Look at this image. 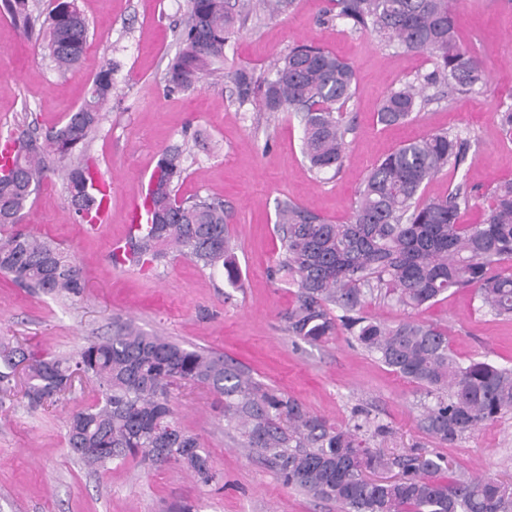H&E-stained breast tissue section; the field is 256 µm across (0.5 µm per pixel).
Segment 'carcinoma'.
Segmentation results:
<instances>
[{"mask_svg":"<svg viewBox=\"0 0 512 512\" xmlns=\"http://www.w3.org/2000/svg\"><path fill=\"white\" fill-rule=\"evenodd\" d=\"M20 33L38 34L55 69L79 67L88 24L75 0H54L44 19L30 0H0ZM336 17L407 51L425 53L436 69L423 84H406L382 101L379 120L397 124L421 111L432 97L425 89L448 85L451 94L471 92L483 67L474 50L457 40L454 0H335ZM253 10L251 0H188L180 45L169 59L172 90L195 88L224 67L225 48L237 24ZM116 66L100 70L87 100L44 138L29 135L22 148L0 162V274L37 293L65 298L83 294L75 259L52 240L17 229L35 200L41 179L61 171L68 195L84 200L80 221L95 203L97 164L87 146L111 100ZM273 76L225 72L240 102L257 101L262 112H296L301 153L317 174L338 171L346 155L340 109L351 98L355 73L345 60L299 44L274 64ZM468 142L448 131L401 145L370 169L345 224H332L288 200L277 203L281 252L275 273L297 288L285 314L288 332L315 343L343 328L392 372L423 390L430 401L417 416L420 429L452 444L479 425L512 412V367L488 361L461 362L448 335L408 318L394 326L361 315L374 290L411 310L438 301L451 289L471 288L481 307L512 317V274L497 271L512 262V181L490 194L485 218L464 224L471 196L457 186L442 199H425L423 187L446 167L459 169ZM181 151L165 152L152 174L142 206L145 224H131L115 264L152 269L170 250L205 269H224L235 287L239 272L224 204L208 198L181 200ZM88 379L97 398L68 422V446L91 466L138 457L146 465L177 464L197 481H218L198 438L175 417L179 381L224 397V421L240 432L244 447L269 462L283 484L335 502L343 512H512V483L483 475L445 477L444 458L409 455L390 461L349 429L303 410L294 398L263 388L243 370L213 352L188 350L162 336L124 323L108 337L87 343L75 358L41 354L0 339V408L22 392L33 409L72 392ZM395 463L393 480L370 481L366 471Z\"/></svg>","mask_w":512,"mask_h":512,"instance_id":"obj_1","label":"carcinoma"}]
</instances>
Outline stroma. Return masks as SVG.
Returning <instances> with one entry per match:
<instances>
[{"instance_id": "35a3bbf8", "label": "stroma", "mask_w": 512, "mask_h": 512, "mask_svg": "<svg viewBox=\"0 0 512 512\" xmlns=\"http://www.w3.org/2000/svg\"><path fill=\"white\" fill-rule=\"evenodd\" d=\"M241 22L226 49L229 64L269 75L298 43L322 47L355 72L352 98L342 109L348 148L338 173L315 174L300 150L301 125L292 112L259 111L240 102L229 80L209 79L188 91L169 90L166 66L179 46L187 0H77L89 24L77 71L58 73L41 43L24 38L0 13V139L31 128L47 130L88 96L94 76L119 62L112 99L89 153L112 183V219L96 230L79 223L62 180L47 174L21 218L69 251L86 288L69 300L38 294L0 278V336L32 349L76 356L90 340L131 322L190 349L223 354L263 387L285 393L311 415L350 428L363 410L388 432L370 447L399 454L417 446L441 453L455 473L512 475V413L486 423L454 444L423 434L416 422L421 390L390 371L339 331L309 343L289 335L284 314L295 288L273 270L281 251L275 219L290 199L335 224L348 221L369 169L401 144L437 131L469 143L462 174L445 171L423 190L441 198L458 183L472 195L464 223L482 222L486 196L512 180V135L499 108L512 103V0H456L459 31L485 66L474 92L431 101L417 117L386 126L377 113L384 96L434 69L424 54L408 52L368 32H354L330 10L329 0H295L269 15L263 0ZM181 147L182 197L222 201L240 272L231 287L213 272L178 255L152 272L113 265L128 234L126 211L142 197L162 152ZM365 316L394 325L414 318L445 330L462 361L512 366V318L483 309L473 289L445 293L412 312L367 297ZM92 385L33 411L24 399L0 410V512H339L335 503L285 486L273 469L243 446L224 421V399L186 386L178 400L182 427L199 437L219 482L196 481L184 468H151L135 460L92 469L67 444L71 412L92 403Z\"/></svg>"}]
</instances>
